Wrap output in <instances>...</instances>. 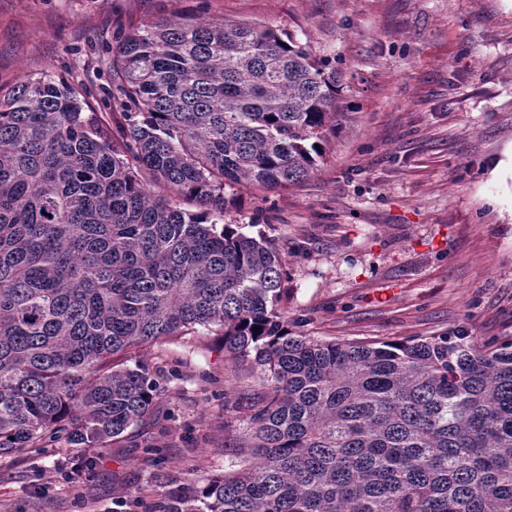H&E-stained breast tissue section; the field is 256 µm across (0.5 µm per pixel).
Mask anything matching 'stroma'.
<instances>
[{"mask_svg":"<svg viewBox=\"0 0 512 512\" xmlns=\"http://www.w3.org/2000/svg\"><path fill=\"white\" fill-rule=\"evenodd\" d=\"M183 14L293 37L341 78L343 107L304 182L241 187L224 221L272 239L292 330L336 342L459 332L512 341V0H0V79L83 81L123 28ZM159 376L151 415L90 453L0 461V512H150L166 476L230 469L224 395L250 390L201 332L137 351ZM142 502L127 501L129 486Z\"/></svg>","mask_w":512,"mask_h":512,"instance_id":"stroma-1","label":"stroma"}]
</instances>
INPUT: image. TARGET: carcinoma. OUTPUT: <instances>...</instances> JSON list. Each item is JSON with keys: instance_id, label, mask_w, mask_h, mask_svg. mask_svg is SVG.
Returning <instances> with one entry per match:
<instances>
[{"instance_id": "cac0c4a2", "label": "carcinoma", "mask_w": 512, "mask_h": 512, "mask_svg": "<svg viewBox=\"0 0 512 512\" xmlns=\"http://www.w3.org/2000/svg\"><path fill=\"white\" fill-rule=\"evenodd\" d=\"M100 71L111 125L79 82L0 83V458L106 447L160 390L128 355L214 329L258 376L235 469L169 481L151 512H512V341L294 335L276 243L211 220L238 186L314 172L336 68L184 17L130 26Z\"/></svg>"}]
</instances>
